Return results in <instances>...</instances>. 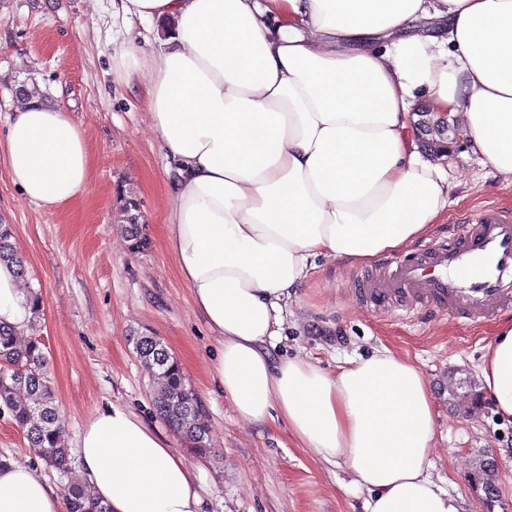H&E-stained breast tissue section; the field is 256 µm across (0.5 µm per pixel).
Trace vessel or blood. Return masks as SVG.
<instances>
[{
	"label": "vessel or blood",
	"mask_w": 512,
	"mask_h": 512,
	"mask_svg": "<svg viewBox=\"0 0 512 512\" xmlns=\"http://www.w3.org/2000/svg\"><path fill=\"white\" fill-rule=\"evenodd\" d=\"M359 296L371 309L430 308L467 320L512 309V211L484 208L460 222L451 241L381 267Z\"/></svg>",
	"instance_id": "obj_1"
}]
</instances>
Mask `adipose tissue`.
I'll list each match as a JSON object with an SVG mask.
<instances>
[{"mask_svg": "<svg viewBox=\"0 0 512 512\" xmlns=\"http://www.w3.org/2000/svg\"><path fill=\"white\" fill-rule=\"evenodd\" d=\"M160 50L122 49L118 81L143 89L175 163L166 243L219 344L214 377L237 413L284 419L299 447L347 469L363 512H462L431 474L435 410L419 369L388 348L335 371L276 349L321 258L369 264L430 234L448 176L425 159L410 107L459 122L512 176V0H120ZM0 163L24 199L63 207L90 183L86 137L63 102L33 93L6 117ZM31 303L0 264V324ZM512 418V319L480 370ZM111 512H203L198 473L131 409L109 405L74 445ZM0 512H64L31 466L0 462Z\"/></svg>", "mask_w": 512, "mask_h": 512, "instance_id": "obj_1", "label": "adipose tissue"}]
</instances>
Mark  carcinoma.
<instances>
[{"label": "carcinoma", "instance_id": "carcinoma-1", "mask_svg": "<svg viewBox=\"0 0 512 512\" xmlns=\"http://www.w3.org/2000/svg\"><path fill=\"white\" fill-rule=\"evenodd\" d=\"M116 223L129 241V249L138 252L147 245L137 200L123 198ZM12 228L0 224V261L18 264L20 278L27 275L25 264L16 255L11 238ZM135 348L148 374L160 380L154 392V405L161 417L179 433L189 448L197 454L209 452V428L197 398L185 383V377L175 357L154 336L133 337ZM48 361L41 339L32 336L22 344L9 328L0 326V407L7 410L16 427L25 435L28 446L45 464L66 475L72 470L71 448L59 423L58 406L47 381ZM461 399L476 408L480 393L472 381L456 380L448 375V400ZM494 459L485 455L476 459L470 481L484 492L496 496ZM67 512H109L108 507L91 496L74 479L63 491Z\"/></svg>", "mask_w": 512, "mask_h": 512}]
</instances>
